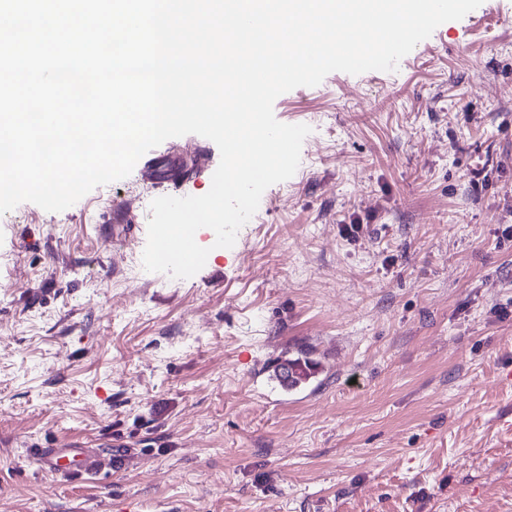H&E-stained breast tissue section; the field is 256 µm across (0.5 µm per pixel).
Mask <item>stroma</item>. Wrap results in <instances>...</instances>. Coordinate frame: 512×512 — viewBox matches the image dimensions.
<instances>
[{
	"mask_svg": "<svg viewBox=\"0 0 512 512\" xmlns=\"http://www.w3.org/2000/svg\"><path fill=\"white\" fill-rule=\"evenodd\" d=\"M273 112L311 129L298 168L233 247L202 229L190 278L142 254L170 160L217 150L196 134L0 215V512H512V0ZM298 343L320 370L288 392ZM64 451L74 454L66 455ZM68 459L74 463L81 472L100 473L112 467L110 458L87 450L86 448H41L36 456L37 465L42 471L61 474L60 461Z\"/></svg>",
	"mask_w": 512,
	"mask_h": 512,
	"instance_id": "stroma-1",
	"label": "stroma"
}]
</instances>
